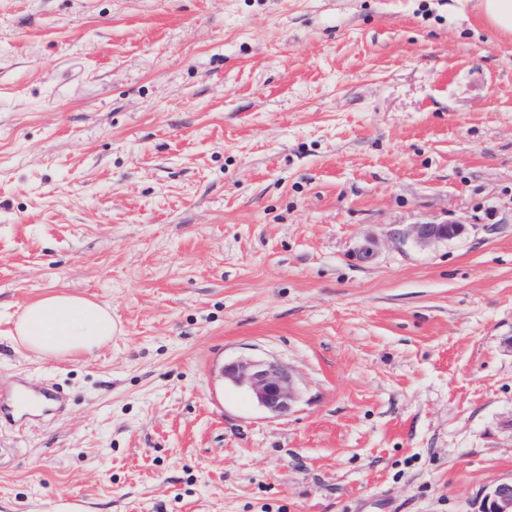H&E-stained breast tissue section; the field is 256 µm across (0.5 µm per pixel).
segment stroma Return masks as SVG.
I'll list each match as a JSON object with an SVG mask.
<instances>
[{
    "label": "stroma",
    "instance_id": "1",
    "mask_svg": "<svg viewBox=\"0 0 512 512\" xmlns=\"http://www.w3.org/2000/svg\"><path fill=\"white\" fill-rule=\"evenodd\" d=\"M427 222L464 231L394 236ZM58 291L111 343L16 346ZM241 357L290 367L288 415ZM18 382L66 407L0 421V512H480L512 480V40L457 0H0ZM463 231L460 225L447 223L413 224L402 232L404 237L411 238L420 247H428L437 242L450 240L459 236ZM224 381L246 388L259 407L278 417L288 414L298 395L290 371L275 359L242 357L226 363Z\"/></svg>",
    "mask_w": 512,
    "mask_h": 512
}]
</instances>
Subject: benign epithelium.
I'll return each instance as SVG.
<instances>
[{"label":"benign epithelium","mask_w":512,"mask_h":512,"mask_svg":"<svg viewBox=\"0 0 512 512\" xmlns=\"http://www.w3.org/2000/svg\"><path fill=\"white\" fill-rule=\"evenodd\" d=\"M463 231L460 225L447 223L412 224L402 235L420 247L450 240ZM224 380L247 389L256 404L275 416H284L297 399L293 377L286 366L275 359L242 357L224 364ZM482 512H512V481L493 486L485 495Z\"/></svg>","instance_id":"7a95c632"}]
</instances>
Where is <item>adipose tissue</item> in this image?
I'll return each mask as SVG.
<instances>
[{"label":"adipose tissue","instance_id":"obj_1","mask_svg":"<svg viewBox=\"0 0 512 512\" xmlns=\"http://www.w3.org/2000/svg\"><path fill=\"white\" fill-rule=\"evenodd\" d=\"M498 36H512V0H462ZM12 339L42 361L73 358L111 342L109 306L64 292L47 295L12 319Z\"/></svg>","mask_w":512,"mask_h":512}]
</instances>
